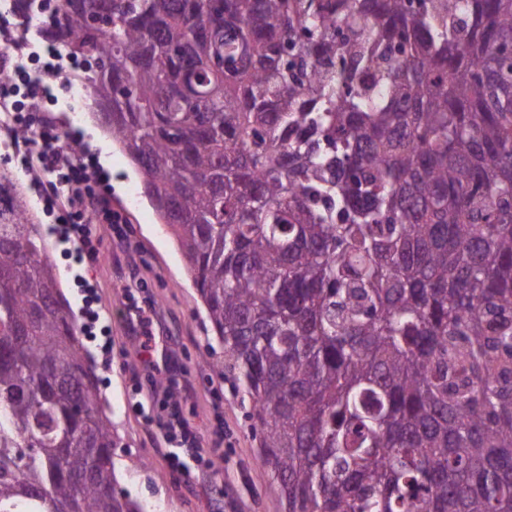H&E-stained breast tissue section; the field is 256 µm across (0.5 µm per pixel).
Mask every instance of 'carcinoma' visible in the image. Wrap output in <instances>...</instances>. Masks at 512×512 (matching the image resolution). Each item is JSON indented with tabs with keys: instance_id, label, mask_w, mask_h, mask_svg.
<instances>
[{
	"instance_id": "1",
	"label": "carcinoma",
	"mask_w": 512,
	"mask_h": 512,
	"mask_svg": "<svg viewBox=\"0 0 512 512\" xmlns=\"http://www.w3.org/2000/svg\"><path fill=\"white\" fill-rule=\"evenodd\" d=\"M285 512H512V0H56ZM0 207V512H143Z\"/></svg>"
}]
</instances>
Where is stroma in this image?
Returning <instances> with one entry per match:
<instances>
[{
	"label": "stroma",
	"mask_w": 512,
	"mask_h": 512,
	"mask_svg": "<svg viewBox=\"0 0 512 512\" xmlns=\"http://www.w3.org/2000/svg\"><path fill=\"white\" fill-rule=\"evenodd\" d=\"M69 111L57 118L81 134L91 154L103 156L106 185L118 224H90L95 254L79 252L60 233L59 216L45 210L30 176L0 143V170H10L25 188L28 206L47 237V251L70 311L85 324L86 308L100 315L83 341L96 365L97 390L111 411L115 439L116 492L161 512H284L279 485L260 466V441L250 419V402L237 388L231 372L220 370L219 346L187 269V260L166 225L145 198L131 199L140 179L111 135L91 114L90 100L68 99ZM153 305L177 358L173 374L146 377L136 372V339L123 313L130 307ZM189 380L190 395H177L184 417L195 426L201 447H210L214 430L225 433L224 463L209 457L185 456L189 477L173 472L169 447L158 426L162 402L148 397L150 389L170 378Z\"/></svg>",
	"instance_id": "35a3bbf8"
}]
</instances>
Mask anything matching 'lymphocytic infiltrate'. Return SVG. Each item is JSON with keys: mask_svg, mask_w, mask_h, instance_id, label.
I'll return each instance as SVG.
<instances>
[{"mask_svg": "<svg viewBox=\"0 0 512 512\" xmlns=\"http://www.w3.org/2000/svg\"><path fill=\"white\" fill-rule=\"evenodd\" d=\"M62 59L58 47L35 42L19 23L0 18V69H9L11 75L9 83L0 84V103L13 109L19 127L30 129V137L22 141L23 150L30 155V170L51 178L46 208L64 212V235L74 237L82 247L87 243L88 223L117 224L121 218L112 211L106 195L92 192L93 185L104 181L94 160L73 153L67 145L70 133L38 115L44 102L57 101V89L71 85ZM125 318L135 325L138 348L145 354V371L152 375L174 369V358L161 363L149 356L159 326L154 309L140 307Z\"/></svg>", "mask_w": 512, "mask_h": 512, "instance_id": "lymphocytic-infiltrate-1", "label": "lymphocytic infiltrate"}]
</instances>
